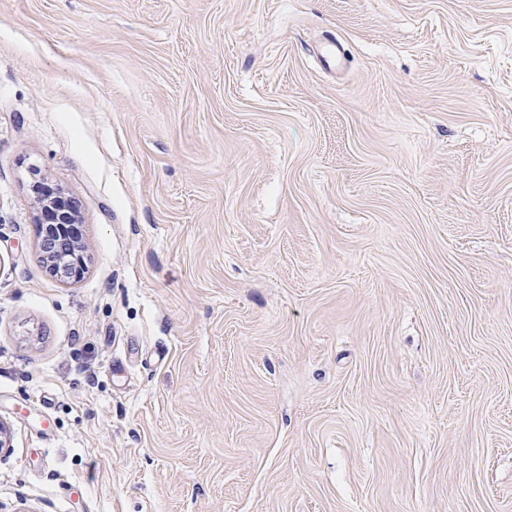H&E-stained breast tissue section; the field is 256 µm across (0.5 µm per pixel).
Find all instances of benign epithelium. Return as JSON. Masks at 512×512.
<instances>
[{
  "mask_svg": "<svg viewBox=\"0 0 512 512\" xmlns=\"http://www.w3.org/2000/svg\"><path fill=\"white\" fill-rule=\"evenodd\" d=\"M35 193L41 205L38 224L41 256L54 276L67 280L80 272L84 262L79 243L68 235L69 225L77 223L78 210L71 200L43 184L36 186Z\"/></svg>",
  "mask_w": 512,
  "mask_h": 512,
  "instance_id": "1",
  "label": "benign epithelium"
}]
</instances>
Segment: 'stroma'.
<instances>
[{
  "instance_id": "stroma-1",
  "label": "stroma",
  "mask_w": 512,
  "mask_h": 512,
  "mask_svg": "<svg viewBox=\"0 0 512 512\" xmlns=\"http://www.w3.org/2000/svg\"><path fill=\"white\" fill-rule=\"evenodd\" d=\"M0 423V512H512V0H0ZM35 193L41 205V223L38 224L41 256L54 276L63 280L70 279L80 274L84 266L79 243L68 235L69 224H77L78 210L71 200L44 184L37 185Z\"/></svg>"
}]
</instances>
